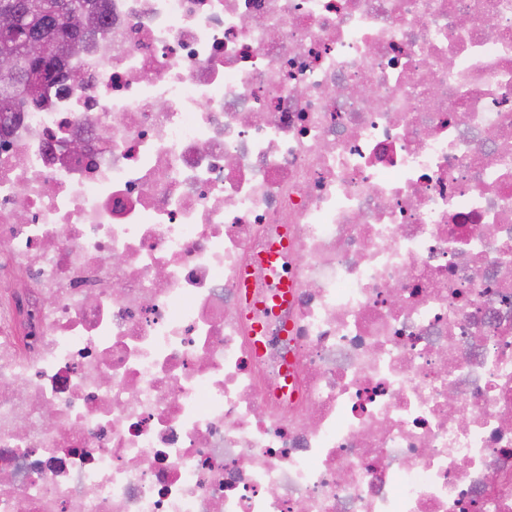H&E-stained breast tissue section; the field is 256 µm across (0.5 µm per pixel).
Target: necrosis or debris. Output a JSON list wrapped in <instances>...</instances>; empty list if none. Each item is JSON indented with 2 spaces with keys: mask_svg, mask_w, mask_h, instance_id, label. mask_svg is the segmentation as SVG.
Masks as SVG:
<instances>
[{
  "mask_svg": "<svg viewBox=\"0 0 512 512\" xmlns=\"http://www.w3.org/2000/svg\"><path fill=\"white\" fill-rule=\"evenodd\" d=\"M104 2L0 135V512H512V0Z\"/></svg>",
  "mask_w": 512,
  "mask_h": 512,
  "instance_id": "necrosis-or-debris-1",
  "label": "necrosis or debris"
}]
</instances>
